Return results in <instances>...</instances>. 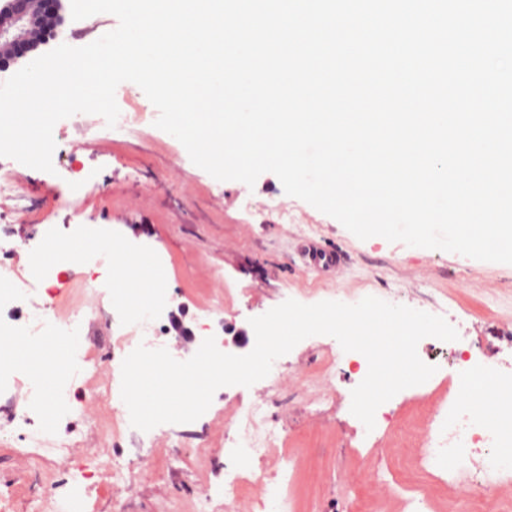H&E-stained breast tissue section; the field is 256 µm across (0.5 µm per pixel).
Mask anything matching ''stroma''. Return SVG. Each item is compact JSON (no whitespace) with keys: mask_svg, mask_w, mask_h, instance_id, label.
Returning a JSON list of instances; mask_svg holds the SVG:
<instances>
[{"mask_svg":"<svg viewBox=\"0 0 512 512\" xmlns=\"http://www.w3.org/2000/svg\"><path fill=\"white\" fill-rule=\"evenodd\" d=\"M118 24L108 13L69 19L61 40L82 47ZM96 121L86 114L56 123L53 172L0 157V179L10 186L0 193V261L13 268V286L27 278L30 255L52 261L47 238L88 236L146 256L147 273L162 278L167 311L219 342L251 332L250 318L289 299L354 304L367 296L428 313L445 303L459 338L419 342L418 355L433 360L436 372L426 387L404 389L377 409L370 431L350 411L351 392L361 381L351 353L334 337L316 335L278 358L270 376L252 386L219 388L195 422L133 428L115 440L108 433L111 402L76 401L56 413L62 386L82 394L105 375L64 376L54 361L56 347L75 342L44 332L40 363L0 357L17 379L16 386L0 390V512H198L207 494L223 504L224 434L240 405L264 394L272 400L269 413L293 468L288 497L295 512H342L345 489L358 482L361 504H373L374 512H403L411 491L398 461L374 468L370 451L390 447L393 431L406 421L427 423L435 407L455 395L462 364L496 377L512 366V265L381 237L359 240L338 220L287 195L274 174L260 175L251 187L219 181L153 120L120 136ZM280 204L293 220L280 217ZM309 241L337 254L339 267L308 262L302 250ZM99 274L90 262L57 269L25 315L46 303L86 302L84 283ZM220 293L226 299L218 306ZM118 326L112 298L104 296L77 342L99 368L112 362ZM329 359L335 369L324 381L319 372ZM32 381L39 388L34 401L27 395ZM34 409L55 417L57 437L69 444L65 456L41 455L21 441L16 421ZM204 445L213 456H198ZM115 456L128 466V484H113L104 468ZM74 467L89 469L85 484L70 483ZM46 485L55 493L50 504L39 495Z\"/></svg>","mask_w":512,"mask_h":512,"instance_id":"obj_1","label":"stroma"}]
</instances>
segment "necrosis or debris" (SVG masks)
<instances>
[{"label":"necrosis or debris","mask_w":512,"mask_h":512,"mask_svg":"<svg viewBox=\"0 0 512 512\" xmlns=\"http://www.w3.org/2000/svg\"><path fill=\"white\" fill-rule=\"evenodd\" d=\"M55 266L33 269L26 285L20 289H0V337L27 347L37 346L40 338L35 329L22 323L19 312L35 301L37 286L50 279ZM468 382L459 379V396L441 404L434 412L421 438L415 457L405 449H374L377 462L390 456L406 457L404 475L415 480L420 475L455 482L459 494L448 512H459L467 503L470 512H512V500L502 497L500 485L512 481V436L500 429L476 421L465 406L463 391ZM228 441L235 453L263 464L259 490L250 512H287L288 457L278 451L281 440L263 400L240 408L230 422Z\"/></svg>","instance_id":"4bbe7bcc"}]
</instances>
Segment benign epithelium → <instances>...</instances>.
I'll list each match as a JSON object with an SVG mask.
<instances>
[{
  "mask_svg": "<svg viewBox=\"0 0 512 512\" xmlns=\"http://www.w3.org/2000/svg\"><path fill=\"white\" fill-rule=\"evenodd\" d=\"M58 0H0V69L33 59L38 47L60 34Z\"/></svg>",
  "mask_w": 512,
  "mask_h": 512,
  "instance_id": "obj_1",
  "label": "benign epithelium"
}]
</instances>
